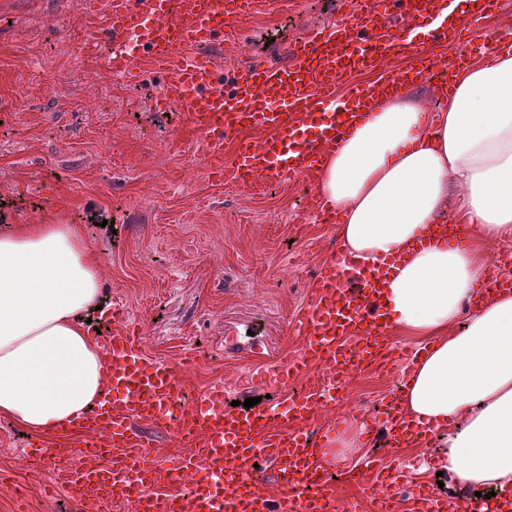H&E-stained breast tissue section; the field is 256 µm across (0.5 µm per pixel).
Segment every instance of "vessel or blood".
I'll return each mask as SVG.
<instances>
[{
  "instance_id": "b4317fda",
  "label": "vessel or blood",
  "mask_w": 512,
  "mask_h": 512,
  "mask_svg": "<svg viewBox=\"0 0 512 512\" xmlns=\"http://www.w3.org/2000/svg\"><path fill=\"white\" fill-rule=\"evenodd\" d=\"M444 3L362 0L345 26L303 36L291 62L237 72L227 88L218 84L220 34L272 9L274 0H107L96 39L108 47L106 65L113 74H132L142 56L169 73L157 107L183 105L207 154L223 155L225 140L240 138L231 165L215 175L249 187L316 174L325 151L342 140L375 94L373 87L357 88L337 107V82L414 50L411 22H429L435 45L457 36L443 18ZM448 66L446 59L426 56L419 74L444 95ZM397 263L394 256L368 263L341 253L321 264L296 321L305 338L301 352L260 375L281 390L269 406H229L220 385L186 401L176 367L146 354L140 336L125 324L122 304L113 303L105 345L108 395L97 410L58 427L63 441L55 456H75L80 464L57 473V480L79 500L119 497L132 512H333L338 484L354 483V474H336L327 459L335 420L315 431L307 423L340 401L353 377L390 360L382 294ZM312 368L319 372L317 385L292 390ZM388 419L390 448H404L410 433L428 444L431 430H406L400 409ZM141 422L172 433L186 454L156 467L143 451ZM264 462L274 469L278 494H269L258 480L257 466ZM174 484L180 492L168 493Z\"/></svg>"
}]
</instances>
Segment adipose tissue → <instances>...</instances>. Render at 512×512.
Instances as JSON below:
<instances>
[{
    "label": "adipose tissue",
    "instance_id": "ef3b65f1",
    "mask_svg": "<svg viewBox=\"0 0 512 512\" xmlns=\"http://www.w3.org/2000/svg\"><path fill=\"white\" fill-rule=\"evenodd\" d=\"M317 183L343 217L344 249L405 255L385 290L394 334L422 347L402 403L447 431L449 484L512 485V290L479 292L488 247L512 242V46L457 71L439 111L411 87L380 97ZM451 206L467 218L465 245L413 248ZM105 304L79 225L0 233V417L42 434L101 400L103 349L84 318Z\"/></svg>",
    "mask_w": 512,
    "mask_h": 512
}]
</instances>
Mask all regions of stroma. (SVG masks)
I'll use <instances>...</instances> for the list:
<instances>
[{
	"mask_svg": "<svg viewBox=\"0 0 512 512\" xmlns=\"http://www.w3.org/2000/svg\"><path fill=\"white\" fill-rule=\"evenodd\" d=\"M352 0H280L278 8L224 31V70L231 73L283 56L306 31L340 22ZM97 19L86 0H0V231L11 224H77L99 259L107 300L123 299L126 322L148 354L176 365L193 394L223 383L229 399L278 397L251 385L258 364L293 358L304 340L292 318L305 303L318 267L340 250L337 227L307 209L316 180L284 177L247 190L215 179L235 141L208 155L185 111L157 110L166 81L149 59L139 76L120 77L106 50L89 42ZM102 210L117 230L106 237L86 215ZM250 331L261 360L232 346ZM393 366L354 378L341 408L337 470L385 453L379 409L416 350L400 336ZM33 435L0 417V512H94L64 488L49 492L53 458L25 466ZM448 439L402 449L408 466L396 483L402 499L437 486ZM376 480L339 488L335 512H376Z\"/></svg>",
	"mask_w": 512,
	"mask_h": 512,
	"instance_id": "35a3bbf8",
	"label": "stroma"
}]
</instances>
